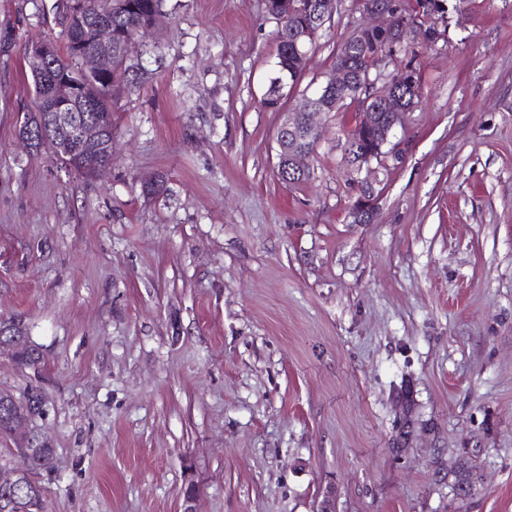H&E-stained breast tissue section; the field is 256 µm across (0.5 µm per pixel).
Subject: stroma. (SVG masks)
<instances>
[{"label":"stroma","mask_w":512,"mask_h":512,"mask_svg":"<svg viewBox=\"0 0 512 512\" xmlns=\"http://www.w3.org/2000/svg\"><path fill=\"white\" fill-rule=\"evenodd\" d=\"M54 3L0 0V318L41 353L0 356V391L42 395L43 512H512V0H461L412 55L366 224L354 108L323 115L309 181L278 176L264 0H166L100 179L28 152L24 52L64 45ZM363 19L336 0L285 108Z\"/></svg>","instance_id":"stroma-1"}]
</instances>
